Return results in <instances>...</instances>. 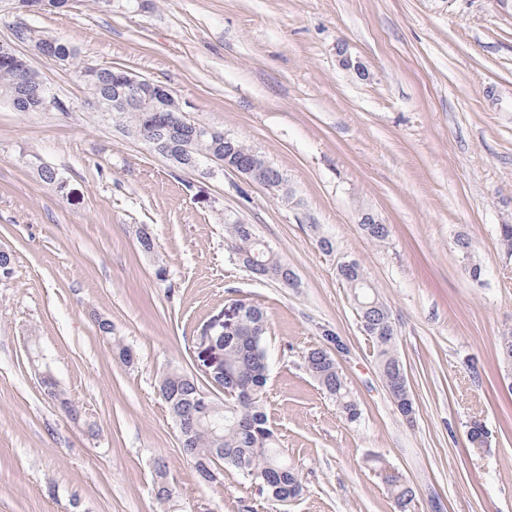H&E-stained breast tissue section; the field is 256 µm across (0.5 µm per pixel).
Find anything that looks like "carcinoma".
Segmentation results:
<instances>
[{
	"instance_id": "obj_1",
	"label": "carcinoma",
	"mask_w": 512,
	"mask_h": 512,
	"mask_svg": "<svg viewBox=\"0 0 512 512\" xmlns=\"http://www.w3.org/2000/svg\"><path fill=\"white\" fill-rule=\"evenodd\" d=\"M125 69L101 66L95 73L82 72L88 90L98 91L103 101L102 111L115 118L127 136L146 129L167 147L178 148L172 126L183 118L180 112H154L148 105L136 103L123 110L112 108V97L126 95L127 87L112 84V75ZM44 86L41 77L11 44H0V98L8 101L19 96L21 87ZM229 155L249 167L262 170L269 162L245 142L234 139L224 144V131L203 134L186 144V158L201 165L224 164ZM226 252L242 267L254 269L252 276L269 280L287 288L299 287L295 271L280 256L266 249L252 224L225 225ZM338 279L351 290L358 317H363L377 299L364 283L367 274L360 265L345 272L336 270ZM266 316L260 306L240 301L235 313L224 320L222 338L203 337L202 343L222 341L218 346L224 357V376H211L213 384L233 392L219 401L205 392L194 378L177 371L159 380V392L179 429L184 455L192 462L200 482L216 484L224 481V470L230 468L245 482L256 484L273 500L286 502L301 494L303 487L296 469L288 463L277 446V437L265 412L264 386L267 381L264 339ZM379 370L389 381L394 400L410 394L408 384L398 383L404 368L397 354V334L389 330L371 336ZM497 357L500 364L512 368V332L500 337ZM305 366L321 390L335 404L340 414L352 424L361 421L362 410L352 395L337 360L325 355L321 347L310 349ZM394 512H416V493L407 478L387 484Z\"/></svg>"
}]
</instances>
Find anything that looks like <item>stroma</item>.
Returning <instances> with one entry per match:
<instances>
[{
  "label": "stroma",
  "mask_w": 512,
  "mask_h": 512,
  "mask_svg": "<svg viewBox=\"0 0 512 512\" xmlns=\"http://www.w3.org/2000/svg\"><path fill=\"white\" fill-rule=\"evenodd\" d=\"M20 28L76 48L63 64L16 42ZM15 43L63 101L0 100V512H393L379 470H399L446 512H512V0H82L30 15L0 0ZM365 76L338 64L337 46ZM171 88L187 114L278 168L274 192L231 170L184 173L86 110L82 63ZM63 186L43 182L39 164ZM388 224L381 244L362 213ZM255 225L300 285L251 278L224 226ZM147 228L156 247L141 251ZM332 238L333 255L316 246ZM484 269L475 284L455 241ZM356 259L390 309L416 408L396 412L338 259ZM259 303L268 331L266 412L297 469L281 506L232 473L201 484L158 390L163 373L209 377L199 338L224 311ZM136 354L112 358L97 322ZM342 336L340 366L362 412L342 419L304 367L318 326ZM52 374L81 411L47 399ZM489 432L471 448L472 421ZM176 489L158 501V472Z\"/></svg>",
  "instance_id": "stroma-1"
}]
</instances>
